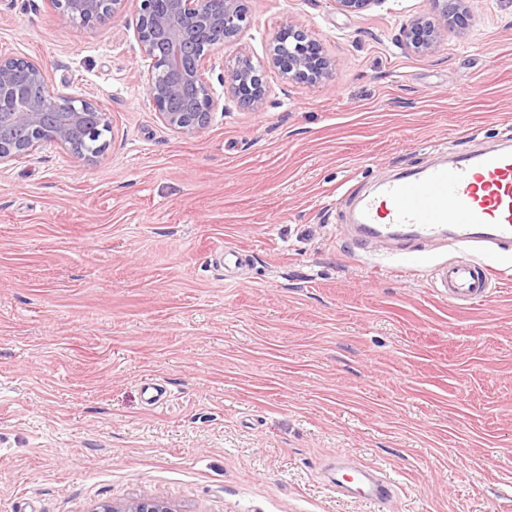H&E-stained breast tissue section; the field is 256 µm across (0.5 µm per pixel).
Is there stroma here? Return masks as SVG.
I'll use <instances>...</instances> for the list:
<instances>
[{
    "label": "stroma",
    "mask_w": 512,
    "mask_h": 512,
    "mask_svg": "<svg viewBox=\"0 0 512 512\" xmlns=\"http://www.w3.org/2000/svg\"><path fill=\"white\" fill-rule=\"evenodd\" d=\"M434 14L254 0L255 57L297 24L328 75L268 69L244 107L220 45L219 108L185 138L147 100L134 7L82 25L0 0V53L110 120L99 162L46 145L0 164V512H512V250L482 254L501 283L459 308L433 279L453 250L363 249L344 217L347 192L512 130V0H472L433 53L399 48ZM222 248L246 257L234 278ZM339 455L384 470L393 503L338 493ZM92 512H174L171 506L160 499L141 498L127 505L102 504Z\"/></svg>",
    "instance_id": "obj_1"
}]
</instances>
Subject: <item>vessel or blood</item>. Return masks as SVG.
I'll use <instances>...</instances> for the list:
<instances>
[{"label":"vessel or blood","instance_id":"b4317fda","mask_svg":"<svg viewBox=\"0 0 512 512\" xmlns=\"http://www.w3.org/2000/svg\"><path fill=\"white\" fill-rule=\"evenodd\" d=\"M354 222L369 240L439 239L457 247V257L436 272L442 297L459 307L485 301L500 274L467 247L512 245V133L496 150H474L381 181L374 194L356 201ZM332 484L373 502H387L395 492L389 478L361 467L354 477H333Z\"/></svg>","mask_w":512,"mask_h":512}]
</instances>
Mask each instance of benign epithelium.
I'll use <instances>...</instances> for the list:
<instances>
[{
    "label": "benign epithelium",
    "instance_id": "benign-epithelium-1",
    "mask_svg": "<svg viewBox=\"0 0 512 512\" xmlns=\"http://www.w3.org/2000/svg\"><path fill=\"white\" fill-rule=\"evenodd\" d=\"M72 22L102 23L126 11L129 0H49ZM137 55L148 63L147 98L163 124L190 138L203 129L218 108L204 76L213 47L193 39L198 31L221 29L224 42L237 45L227 92L238 102L260 108L268 96L266 69H276L290 81L316 84L328 75L331 62L322 47L297 25H286L270 39L266 58L256 60L242 42L251 25L253 0H135ZM338 10L354 14L375 0H333ZM469 0H433L445 25L417 16L402 29L400 46L430 53L448 35V26L469 14ZM19 60L0 55V163L29 155L53 144L74 157L97 162L107 148L86 141L109 127L107 113L80 95L48 84L44 70L30 62L26 79H17ZM92 512H174L160 499L141 498L127 505L103 504Z\"/></svg>",
    "mask_w": 512,
    "mask_h": 512
}]
</instances>
